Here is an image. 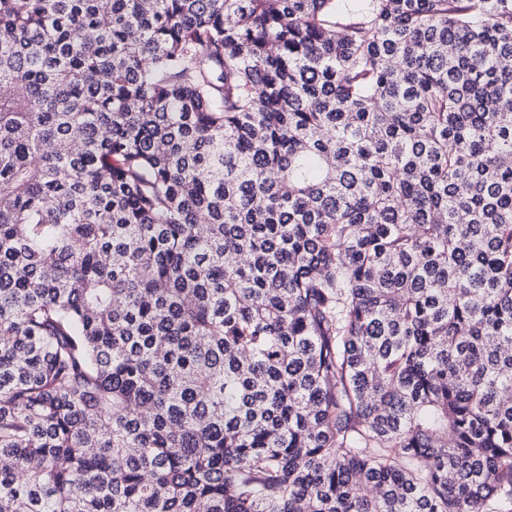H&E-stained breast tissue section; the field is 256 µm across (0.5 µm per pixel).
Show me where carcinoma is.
Masks as SVG:
<instances>
[{"mask_svg":"<svg viewBox=\"0 0 512 512\" xmlns=\"http://www.w3.org/2000/svg\"><path fill=\"white\" fill-rule=\"evenodd\" d=\"M512 499V0H0V512Z\"/></svg>","mask_w":512,"mask_h":512,"instance_id":"carcinoma-1","label":"carcinoma"}]
</instances>
